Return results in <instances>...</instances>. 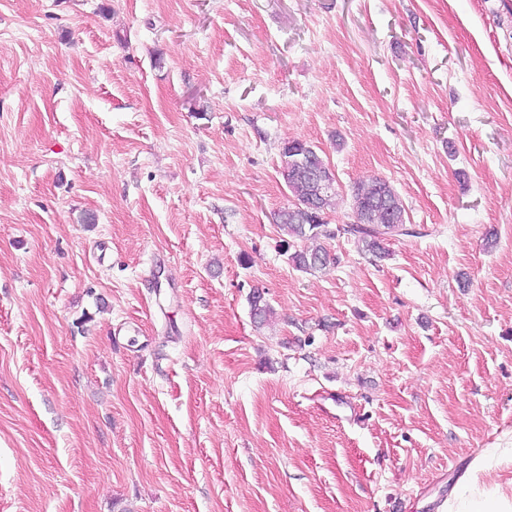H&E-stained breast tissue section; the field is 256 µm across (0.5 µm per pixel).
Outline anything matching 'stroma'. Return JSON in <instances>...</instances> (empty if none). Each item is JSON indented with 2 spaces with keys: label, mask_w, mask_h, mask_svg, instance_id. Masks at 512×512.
Segmentation results:
<instances>
[{
  "label": "stroma",
  "mask_w": 512,
  "mask_h": 512,
  "mask_svg": "<svg viewBox=\"0 0 512 512\" xmlns=\"http://www.w3.org/2000/svg\"><path fill=\"white\" fill-rule=\"evenodd\" d=\"M295 139L330 225L380 177L415 235L294 268ZM486 448H512L499 0H0V512H441Z\"/></svg>",
  "instance_id": "1"
}]
</instances>
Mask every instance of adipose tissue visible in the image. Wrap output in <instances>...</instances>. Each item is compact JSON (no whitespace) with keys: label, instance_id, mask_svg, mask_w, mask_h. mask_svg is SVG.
Masks as SVG:
<instances>
[{"label":"adipose tissue","instance_id":"1","mask_svg":"<svg viewBox=\"0 0 512 512\" xmlns=\"http://www.w3.org/2000/svg\"><path fill=\"white\" fill-rule=\"evenodd\" d=\"M512 462V448H487L472 461L448 512H512V493L500 485H486L481 477L504 462Z\"/></svg>","mask_w":512,"mask_h":512}]
</instances>
